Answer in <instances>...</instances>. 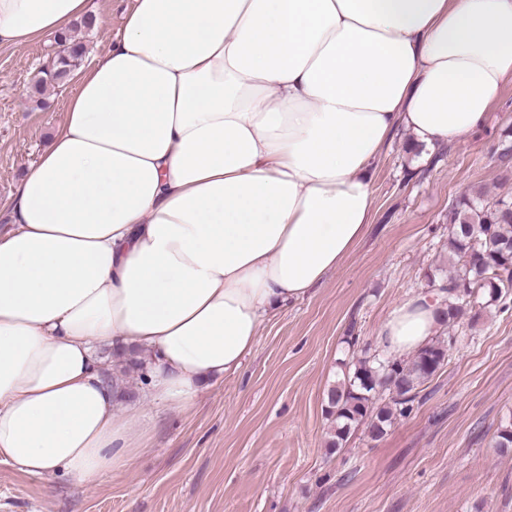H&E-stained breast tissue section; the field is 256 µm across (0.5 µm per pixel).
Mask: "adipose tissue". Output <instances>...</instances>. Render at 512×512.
<instances>
[{"mask_svg": "<svg viewBox=\"0 0 512 512\" xmlns=\"http://www.w3.org/2000/svg\"><path fill=\"white\" fill-rule=\"evenodd\" d=\"M88 0H0V47L58 37ZM512 82V0H134L76 74L0 233V456L92 486L150 428L96 349H146L144 396L196 406L262 319L362 238L398 129L452 142ZM438 294L379 348L431 343Z\"/></svg>", "mask_w": 512, "mask_h": 512, "instance_id": "ef3b65f1", "label": "adipose tissue"}]
</instances>
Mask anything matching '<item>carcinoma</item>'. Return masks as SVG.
I'll return each instance as SVG.
<instances>
[{
  "mask_svg": "<svg viewBox=\"0 0 512 512\" xmlns=\"http://www.w3.org/2000/svg\"><path fill=\"white\" fill-rule=\"evenodd\" d=\"M93 15L86 16L72 29V42H61L63 49L53 59L49 79L37 81L33 99L37 106L46 105L48 88L66 85L82 63L86 41L77 30L90 31ZM448 277L439 284L448 294V311L443 323L450 328L463 314L466 304L462 293L475 289L482 294L486 308L512 296V201L499 200L491 205L481 196L463 199L454 209L448 225ZM448 362V348L437 340L407 361H393L378 368L360 359L352 374L327 392L325 413L329 421L327 447L337 450L347 442L352 430L362 428L372 441L384 438L395 419L406 415L421 386ZM395 384V395L379 403L376 393Z\"/></svg>",
  "mask_w": 512,
  "mask_h": 512,
  "instance_id": "1",
  "label": "carcinoma"
}]
</instances>
